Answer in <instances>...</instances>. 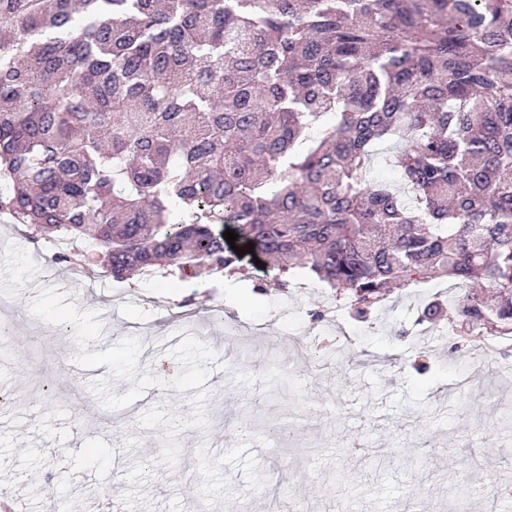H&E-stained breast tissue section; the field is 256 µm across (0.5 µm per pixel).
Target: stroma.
<instances>
[{
    "instance_id": "stroma-1",
    "label": "stroma",
    "mask_w": 512,
    "mask_h": 512,
    "mask_svg": "<svg viewBox=\"0 0 512 512\" xmlns=\"http://www.w3.org/2000/svg\"><path fill=\"white\" fill-rule=\"evenodd\" d=\"M52 258L0 215V492L19 512L53 493L68 512H448L472 485L476 512L511 506L512 358L491 340L474 362L447 322L417 321L456 289L406 288L361 320L305 276L257 293L251 253L249 280L221 286L74 279ZM238 423L245 442L209 436Z\"/></svg>"
}]
</instances>
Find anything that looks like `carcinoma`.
<instances>
[{"instance_id":"cac0c4a2","label":"carcinoma","mask_w":512,"mask_h":512,"mask_svg":"<svg viewBox=\"0 0 512 512\" xmlns=\"http://www.w3.org/2000/svg\"><path fill=\"white\" fill-rule=\"evenodd\" d=\"M396 152L398 180L371 161ZM0 210L117 281L238 273L512 337V0H0Z\"/></svg>"}]
</instances>
